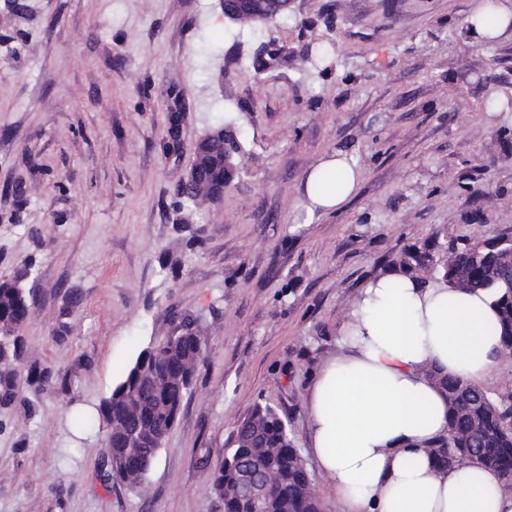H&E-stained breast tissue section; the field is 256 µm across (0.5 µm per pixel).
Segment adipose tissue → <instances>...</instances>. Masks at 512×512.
Returning a JSON list of instances; mask_svg holds the SVG:
<instances>
[{"mask_svg":"<svg viewBox=\"0 0 512 512\" xmlns=\"http://www.w3.org/2000/svg\"><path fill=\"white\" fill-rule=\"evenodd\" d=\"M360 178L346 153L322 157L304 182L307 219L342 209ZM496 320L482 292L397 270L365 285L308 395L311 453L341 512H512L496 473L440 469L427 454L448 433V403L427 368L483 384L504 364Z\"/></svg>","mask_w":512,"mask_h":512,"instance_id":"ef3b65f1","label":"adipose tissue"}]
</instances>
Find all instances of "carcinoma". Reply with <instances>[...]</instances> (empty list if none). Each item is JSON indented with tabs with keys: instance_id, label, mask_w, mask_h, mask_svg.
<instances>
[{
	"instance_id": "1",
	"label": "carcinoma",
	"mask_w": 512,
	"mask_h": 512,
	"mask_svg": "<svg viewBox=\"0 0 512 512\" xmlns=\"http://www.w3.org/2000/svg\"><path fill=\"white\" fill-rule=\"evenodd\" d=\"M282 50L263 42L255 53L254 71L259 73L283 59ZM236 154L241 147L233 130L217 128L206 132L196 145L194 166L199 180L189 199L213 202L222 196L237 163L224 161V145ZM447 258H438L432 274L423 283L448 286L461 291L488 294L498 315L497 332L502 354L512 362V289L501 283L488 287L491 274L503 267L501 251L479 232L460 246L452 240L443 244ZM401 269L419 274L429 271V257L417 250L403 253ZM32 266L0 276V406L14 404L20 397L18 374L27 371L28 381L44 389L58 380L50 366L29 361L28 348L20 335L30 311V292L25 288ZM204 362L202 329L198 320L185 318L180 329L156 338L129 366L109 397L100 405L105 427L107 458L112 477L128 490L145 488L144 465L154 462L159 448L175 426L184 400ZM448 400V435L433 441L429 454L436 466L454 468L474 460L497 472L512 489V380L496 393L434 369L428 371ZM240 458L274 475L267 496V512H320L314 480L294 447L288 424L271 405L258 402L240 421L233 446L224 449L207 474L212 492L224 512H254L253 506L237 496L238 475L228 460Z\"/></svg>"
}]
</instances>
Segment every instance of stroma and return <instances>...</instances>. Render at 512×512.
Instances as JSON below:
<instances>
[{
    "instance_id": "obj_1",
    "label": "stroma",
    "mask_w": 512,
    "mask_h": 512,
    "mask_svg": "<svg viewBox=\"0 0 512 512\" xmlns=\"http://www.w3.org/2000/svg\"><path fill=\"white\" fill-rule=\"evenodd\" d=\"M477 2L294 0L259 32L216 0H0V275L32 264L21 334L59 373L0 408V512H223L207 472L258 401L338 512L307 397L348 304L406 250L512 237V129L484 101L512 99V31L476 44ZM269 38L288 58L255 72ZM334 49L305 79V59ZM225 124L239 166L195 206L194 146ZM335 151L357 159L359 191L304 223L306 175ZM184 315L205 364L136 493L104 463L99 406Z\"/></svg>"
}]
</instances>
